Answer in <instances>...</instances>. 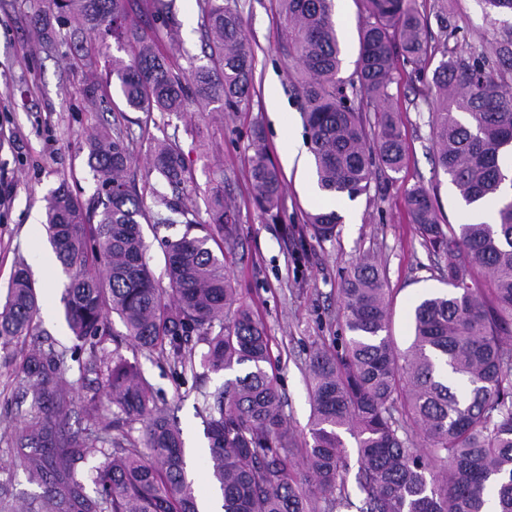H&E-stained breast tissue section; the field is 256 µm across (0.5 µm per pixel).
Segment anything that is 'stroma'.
I'll use <instances>...</instances> for the list:
<instances>
[{
    "label": "stroma",
    "instance_id": "1",
    "mask_svg": "<svg viewBox=\"0 0 512 512\" xmlns=\"http://www.w3.org/2000/svg\"><path fill=\"white\" fill-rule=\"evenodd\" d=\"M237 6L254 49V90L238 111L215 120L198 105L191 106L186 117L168 112L119 114L112 105L116 90L109 85L102 86L95 101H88L67 27L58 28L50 48H41L31 24L36 0H0V296H5L16 265L25 263L42 296L44 342L58 350L72 347L61 301L68 278L57 262L40 268L35 253L51 250L43 224L45 198L52 189L64 182L82 202L96 199L85 147L88 131L116 120L127 127L134 158L131 172L141 187L152 181L148 171L153 142L178 136L194 178L186 203L203 222L209 219L205 200L215 179L210 156L220 151L224 193L236 201L241 234L232 276L266 327L284 411L302 440L308 436L310 415L307 354L313 343H329L340 335V290L354 263L372 255L385 268L392 288V334L402 348L411 339L413 306L444 288L441 274L447 261L423 246L404 207L406 192L421 185L435 193L442 223L463 219L454 187L434 163L427 79L443 53L465 54L480 47L493 31L512 27V15L487 18L483 0H416L428 22L432 55L417 69L401 61L395 64L390 106L406 141L404 165L396 173L375 172L368 192L350 202L354 223L340 221L335 237L321 241L305 228L307 214L319 205L309 188L313 156L293 87V63L282 48L278 0H238ZM443 7L453 27L449 33L435 18ZM335 14L343 46L340 76L347 81L358 57L362 6L359 0H337ZM137 19L160 45L176 34L190 55L201 56L196 0H175L170 23L144 13ZM292 135L303 150L299 167L284 160L283 146ZM257 142L280 170L284 184L280 210L272 214L263 213L251 194L247 159ZM110 332L106 348L120 346L174 409L186 446L195 452L197 485L205 487L208 441L205 422L195 411L192 378H177L165 359L121 342V323H113ZM29 412L30 401L23 398L13 369L0 364V468H10L14 451L6 439Z\"/></svg>",
    "mask_w": 512,
    "mask_h": 512
}]
</instances>
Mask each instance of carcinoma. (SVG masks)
Segmentation results:
<instances>
[{"label":"carcinoma","instance_id":"1","mask_svg":"<svg viewBox=\"0 0 512 512\" xmlns=\"http://www.w3.org/2000/svg\"><path fill=\"white\" fill-rule=\"evenodd\" d=\"M288 56L304 101L318 186L351 200L369 190L373 168L399 170L401 130L387 107L397 57L418 65L428 55L426 22L416 0H361L359 92L376 104L373 137L343 94L342 50L333 0H280ZM202 53L208 63L185 70L178 43L161 52L134 18L138 0H49L35 24L49 44L50 17L70 38L112 37L128 58L112 56L110 75L121 104L135 112L187 111L195 102L235 112L253 87L254 54L241 13L225 0H196ZM146 12L172 17V0H144ZM85 96L102 81L95 55L81 58ZM512 28L468 55L435 68L430 87L435 165L465 209L494 204V224L439 219L435 197L416 186L405 204L423 244L448 258L447 290L418 302L413 338L392 336L385 271L364 257L344 280L340 306L347 335L314 343L306 361L311 404L309 438L288 426L269 337L231 276L239 244L235 207L224 183L212 191L209 222L182 202L193 182L176 138L150 152V172L171 194L152 188L153 227L182 224L162 242V287L146 260L145 217L131 178L128 134L96 128L86 139L101 211L90 210L65 183L47 196L48 242L68 276L62 296L74 349L88 351L81 369L101 388L81 404L85 426L71 427L73 386L64 353L44 349L39 293L19 264L0 303V351L15 366L31 409L11 437L12 469L42 492L26 512H199L189 478L183 431L158 406L157 391L119 348L103 347L109 318L129 343L166 357L183 378L250 367L213 392L198 391L206 415L209 479L223 512H512ZM251 190L265 211L278 208L282 177L262 148L249 157ZM336 211L308 215L322 239L336 235ZM199 345L206 351L196 354ZM117 409L106 422L99 392ZM139 422L142 438L125 427ZM354 440L348 449L345 436ZM101 462L90 474L95 497L78 480V463Z\"/></svg>","mask_w":512,"mask_h":512}]
</instances>
